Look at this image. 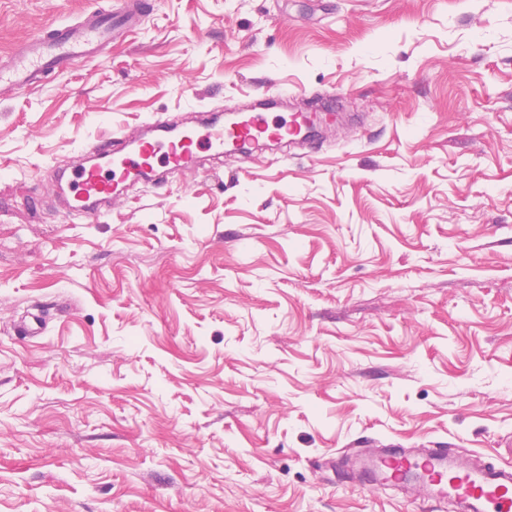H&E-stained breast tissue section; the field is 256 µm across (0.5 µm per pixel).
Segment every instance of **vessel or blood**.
<instances>
[{
  "label": "vessel or blood",
  "instance_id": "obj_1",
  "mask_svg": "<svg viewBox=\"0 0 512 512\" xmlns=\"http://www.w3.org/2000/svg\"><path fill=\"white\" fill-rule=\"evenodd\" d=\"M147 10L146 0L131 8L123 0H111L108 8L77 22L47 24L0 58V88L25 91L44 76L96 57L134 30ZM277 106V100L261 94L232 128L208 121L179 126L165 119L150 123L145 134L136 130L99 139L89 160L71 168L65 197L72 209L93 216L101 204L123 193L124 179L153 180L158 167L174 173L193 170L200 153H239L258 139L288 147L303 142V113H294L287 122L276 115ZM345 461L365 474L372 488H405L416 480L437 506L453 501L466 504L468 512H512V470L475 460L465 448H381L371 455L355 452Z\"/></svg>",
  "mask_w": 512,
  "mask_h": 512
}]
</instances>
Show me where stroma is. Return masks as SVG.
Returning a JSON list of instances; mask_svg holds the SVG:
<instances>
[{
  "label": "stroma",
  "instance_id": "obj_1",
  "mask_svg": "<svg viewBox=\"0 0 512 512\" xmlns=\"http://www.w3.org/2000/svg\"><path fill=\"white\" fill-rule=\"evenodd\" d=\"M150 3L0 97V512H438L337 455L512 465V0ZM103 4L0 0V54ZM262 92L337 116L62 206L99 136Z\"/></svg>",
  "mask_w": 512,
  "mask_h": 512
}]
</instances>
